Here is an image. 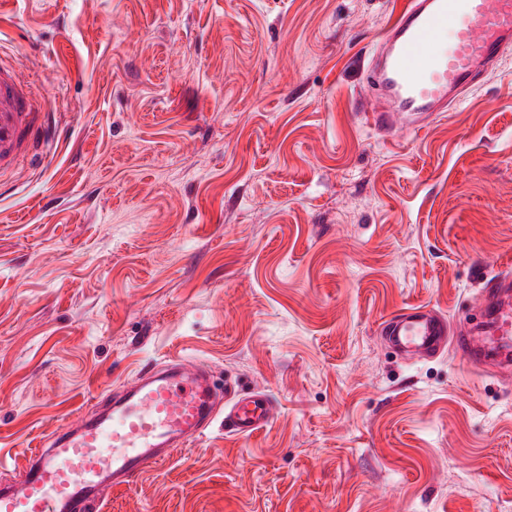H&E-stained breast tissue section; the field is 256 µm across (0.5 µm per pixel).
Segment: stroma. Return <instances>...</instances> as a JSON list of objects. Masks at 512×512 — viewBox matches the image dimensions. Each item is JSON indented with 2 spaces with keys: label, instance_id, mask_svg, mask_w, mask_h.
Here are the masks:
<instances>
[{
  "label": "stroma",
  "instance_id": "35a3bbf8",
  "mask_svg": "<svg viewBox=\"0 0 512 512\" xmlns=\"http://www.w3.org/2000/svg\"><path fill=\"white\" fill-rule=\"evenodd\" d=\"M398 0H0L49 152L0 172V484L171 359L274 414L104 512H512V373L395 352L409 305L512 272V52L385 136L357 107Z\"/></svg>",
  "mask_w": 512,
  "mask_h": 512
}]
</instances>
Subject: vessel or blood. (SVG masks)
<instances>
[{
	"mask_svg": "<svg viewBox=\"0 0 512 512\" xmlns=\"http://www.w3.org/2000/svg\"><path fill=\"white\" fill-rule=\"evenodd\" d=\"M512 49V0H403L376 44L360 108L377 130L404 124L422 128L446 111ZM44 103L35 98L14 63L0 64V170L14 167L42 130ZM481 315L497 347L512 350V276L488 281ZM391 343L417 357L454 344L470 363L488 359L485 338L469 327L410 305L385 320ZM217 392L205 369L180 360L142 374L137 383L78 425H63L30 449L16 480L0 487V512H102L103 493L132 485L207 431L217 416ZM271 402L251 395L231 400L224 426L242 437L272 418Z\"/></svg>",
	"mask_w": 512,
	"mask_h": 512,
	"instance_id": "b4317fda",
	"label": "vessel or blood"
}]
</instances>
